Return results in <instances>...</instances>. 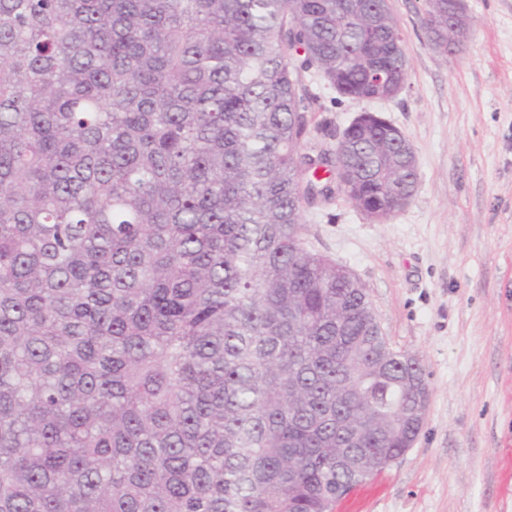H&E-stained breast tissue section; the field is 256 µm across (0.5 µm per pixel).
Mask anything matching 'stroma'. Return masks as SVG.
<instances>
[{
    "label": "stroma",
    "instance_id": "35a3bbf8",
    "mask_svg": "<svg viewBox=\"0 0 512 512\" xmlns=\"http://www.w3.org/2000/svg\"><path fill=\"white\" fill-rule=\"evenodd\" d=\"M456 56L431 48L426 0H390L409 63L392 99L341 97L303 71L304 151L369 110L411 143L419 180L389 221L336 198L303 219V245L368 289L391 347L417 357L428 404L413 446L362 512H512V0H463Z\"/></svg>",
    "mask_w": 512,
    "mask_h": 512
}]
</instances>
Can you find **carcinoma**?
Instances as JSON below:
<instances>
[{
    "mask_svg": "<svg viewBox=\"0 0 512 512\" xmlns=\"http://www.w3.org/2000/svg\"><path fill=\"white\" fill-rule=\"evenodd\" d=\"M309 69L405 87L386 0H0V512H333L406 453L422 365L302 219L417 167L372 118L300 151Z\"/></svg>",
    "mask_w": 512,
    "mask_h": 512,
    "instance_id": "cac0c4a2",
    "label": "carcinoma"
}]
</instances>
